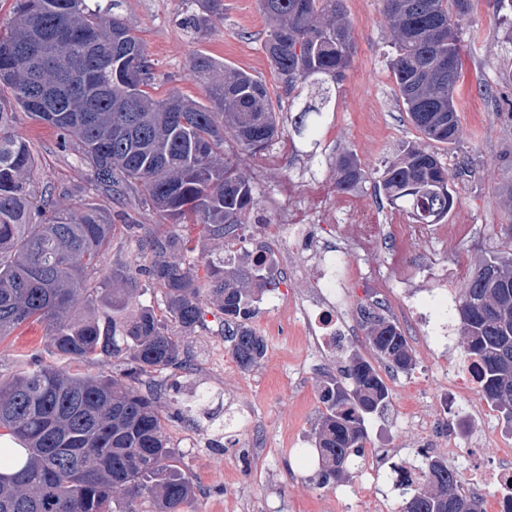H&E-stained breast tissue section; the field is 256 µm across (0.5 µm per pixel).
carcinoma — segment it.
Masks as SVG:
<instances>
[{
	"instance_id": "1",
	"label": "carcinoma",
	"mask_w": 512,
	"mask_h": 512,
	"mask_svg": "<svg viewBox=\"0 0 512 512\" xmlns=\"http://www.w3.org/2000/svg\"><path fill=\"white\" fill-rule=\"evenodd\" d=\"M181 26L204 34L224 0H192ZM268 21L264 50L288 91L309 98L296 131L306 136L329 111L334 85L353 62L355 41L344 0H259ZM118 0H14L0 34V337L31 320L47 324L46 346L82 359L123 357L122 378L68 374L40 359L33 369L0 382V430L17 441L0 451V512H133L151 499L154 512H183L194 484L176 464L154 397L141 388L146 373L183 364L173 324L182 332L203 321V291L213 297L238 365L257 367L264 338L250 325L256 296L277 286L255 264L210 263L200 284L183 263L192 251L178 225L195 217L214 240L235 233L257 206L254 187L224 153L231 140L255 155L278 135L280 105L266 83L205 52L191 58L207 101L178 92L151 93L154 67L138 31L114 12ZM475 0H383L393 52L388 69L397 98L422 144L389 163L380 187L418 224H439L457 202L448 167L432 144L462 138L455 91L461 72L460 21ZM30 40L47 53L22 49ZM66 91L65 111L49 117L30 100V87ZM54 128L113 196L133 193L164 224L138 236L150 260L105 271L92 287L88 275L114 225L93 208L64 206L32 185L36 157L13 132L14 107ZM363 171L351 154L336 159V187H357ZM491 285L474 272L456 306L465 354L475 362L480 393L512 421V256L485 264ZM161 290L166 320L138 305L139 278ZM366 340L394 371L412 369V351L393 321L375 310L360 313ZM313 431L324 462L320 484L349 478L362 454L365 420L389 404L377 369L355 354L343 378L324 381ZM421 486L400 494V512H483L480 498L461 490L456 468L423 451Z\"/></svg>"
}]
</instances>
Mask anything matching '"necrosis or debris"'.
<instances>
[{"label":"necrosis or debris","instance_id":"4bbe7bcc","mask_svg":"<svg viewBox=\"0 0 512 512\" xmlns=\"http://www.w3.org/2000/svg\"><path fill=\"white\" fill-rule=\"evenodd\" d=\"M317 190L316 180L310 177L288 184V205L276 209L275 220L267 228V245L252 253L253 261L261 265L277 268L286 265L288 256L283 240L307 239L315 224L324 225L332 242L327 250L312 248L307 271H295V279H307L308 290L296 297L284 321L270 326V333L280 335L293 328L299 329L301 334L309 336L313 346L326 353L343 345L347 340L343 288L356 273L347 263L351 257L384 253L390 272L401 275L405 288L412 283L417 259H424V269L437 289L447 290L449 279L456 276L448 259L459 251L458 228L439 225V250L434 253L421 235L419 225L363 223L366 206L360 200L345 198L320 209L306 208V201L312 199ZM439 379L446 394L470 400L460 413L459 432L471 436L478 447L493 449L498 459L497 465L482 474L479 482L469 485V492L477 494L485 485L501 487L512 483V442L494 438L488 429L474 427L475 421L490 412L488 405L475 398L479 380L474 362L441 358Z\"/></svg>","mask_w":512,"mask_h":512}]
</instances>
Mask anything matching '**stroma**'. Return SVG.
<instances>
[{
	"label": "stroma",
	"mask_w": 512,
	"mask_h": 512,
	"mask_svg": "<svg viewBox=\"0 0 512 512\" xmlns=\"http://www.w3.org/2000/svg\"><path fill=\"white\" fill-rule=\"evenodd\" d=\"M188 7L187 0H120L119 14L140 31L156 64L154 94L177 90L205 100L206 89L190 68L191 57L203 51L261 78L284 109V131L268 147L270 153L281 155V162L259 172L256 157L241 159L258 206L240 226L243 240L238 250L229 252L201 225L181 227V234L191 241L186 264L192 272L202 279L208 262L242 263L263 242L274 206L283 202L289 180L313 176L322 194L335 193L336 158L345 152L360 162L365 173L356 197L363 199L376 223H388L397 210L380 189L379 176L420 138L397 100L387 67L391 42L381 0H345L355 39L354 61L336 90L334 111L325 113L307 142L295 131L296 114L289 109L292 97L263 50L268 22L258 0H224L223 15L212 18L207 35L201 38L178 26ZM462 27L463 69L456 100L463 136L457 144L436 147L456 173L457 204L448 221L463 225L466 231L464 265L452 283L457 293L479 264L512 253V238L504 233L505 226L512 224V197L505 193L512 184V11L497 10L494 0H479ZM14 131L30 141L40 158L34 173L40 189L51 191L67 205L97 207L116 224L105 266L136 262L137 243L125 226L156 224L159 216L143 209L134 197L115 199L106 194L92 169L61 145L53 129L22 113ZM274 276L279 286L262 294L252 320L261 334L299 292L288 271H275ZM413 294L420 311L429 317L437 341L426 344L412 327H404L413 355L411 371L393 380L388 369H381V376L388 379L390 402L365 426L369 448H387L391 455L380 476L353 471L342 488L349 512H372L370 498L362 494L366 488L388 497L389 512H398L399 497L388 475L391 468L409 466L417 459L422 443L413 429L414 419L437 418L438 431L444 436L456 431L460 403L442 402L440 386L431 376L442 352L459 359L464 356L456 307L438 306L432 282L421 273L414 279ZM203 307V325L178 336L186 367H170L145 377L178 465L195 484V496L184 512H226L231 496L250 503L253 512H330L332 500L342 489L319 485L320 464L311 437L322 409L323 381L340 375L352 354L371 362L376 359L362 327H355L353 336L328 362L305 337L291 334L268 340L260 365L245 371L229 349L223 315L211 298H204ZM45 334V323L33 321L0 339V380L27 372L37 357L65 372L121 377L125 359L60 357L47 349Z\"/></svg>",
	"instance_id": "35a3bbf8"
}]
</instances>
